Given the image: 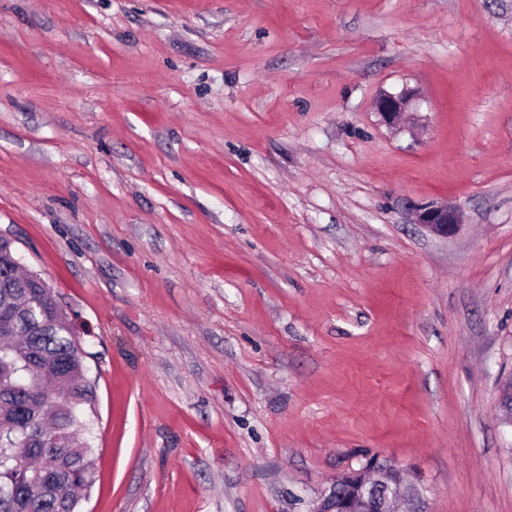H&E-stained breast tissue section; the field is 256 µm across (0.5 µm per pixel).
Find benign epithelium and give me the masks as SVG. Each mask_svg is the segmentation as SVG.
<instances>
[{
  "label": "benign epithelium",
  "instance_id": "7a95c632",
  "mask_svg": "<svg viewBox=\"0 0 512 512\" xmlns=\"http://www.w3.org/2000/svg\"><path fill=\"white\" fill-rule=\"evenodd\" d=\"M411 97L408 90L385 93L376 100V111L385 123L396 125L408 112ZM413 223L448 238L461 229L463 216L452 205L432 203L413 209ZM337 485L346 486L348 494L337 499L329 490L320 496L311 512H427L416 483L405 479L403 470L387 460L344 473L332 483Z\"/></svg>",
  "mask_w": 512,
  "mask_h": 512
}]
</instances>
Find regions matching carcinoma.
Returning a JSON list of instances; mask_svg holds the SVG:
<instances>
[{
    "instance_id": "obj_1",
    "label": "carcinoma",
    "mask_w": 512,
    "mask_h": 512,
    "mask_svg": "<svg viewBox=\"0 0 512 512\" xmlns=\"http://www.w3.org/2000/svg\"><path fill=\"white\" fill-rule=\"evenodd\" d=\"M14 252L13 240L0 236V322L21 316L33 295L48 319L0 339V512H78L80 493L94 483V386L71 321L56 312L53 292L9 264ZM20 446L27 472L15 464Z\"/></svg>"
}]
</instances>
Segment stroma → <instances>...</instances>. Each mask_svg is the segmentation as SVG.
I'll list each match as a JSON object with an SVG mask.
<instances>
[{
  "label": "stroma",
  "instance_id": "35a3bbf8",
  "mask_svg": "<svg viewBox=\"0 0 512 512\" xmlns=\"http://www.w3.org/2000/svg\"><path fill=\"white\" fill-rule=\"evenodd\" d=\"M1 235L95 387L82 512H311L375 456L512 512V0H0ZM412 96L408 90H403L397 94L384 93L376 100V111L386 124L396 125L402 120L404 114L408 112ZM413 223L434 235L448 238L461 229L463 216L458 208L448 203H432L413 209Z\"/></svg>",
  "mask_w": 512,
  "mask_h": 512
}]
</instances>
